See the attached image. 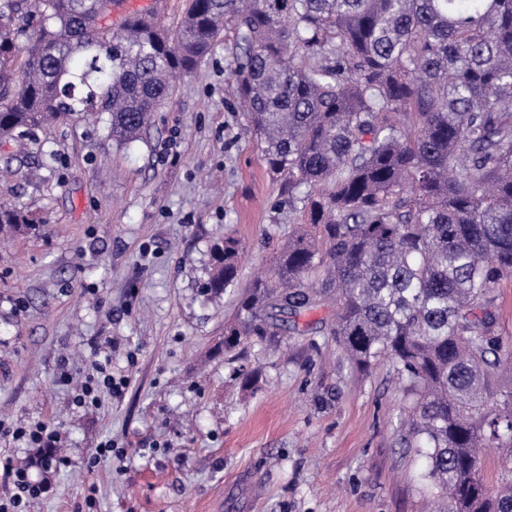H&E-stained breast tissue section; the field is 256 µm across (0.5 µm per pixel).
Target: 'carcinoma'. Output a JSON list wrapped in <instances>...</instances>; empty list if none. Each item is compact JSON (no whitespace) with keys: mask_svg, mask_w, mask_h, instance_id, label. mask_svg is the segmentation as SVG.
<instances>
[{"mask_svg":"<svg viewBox=\"0 0 512 512\" xmlns=\"http://www.w3.org/2000/svg\"><path fill=\"white\" fill-rule=\"evenodd\" d=\"M0 0V138L106 112L118 145L198 70L231 23V77L298 214L240 295L224 351L274 339L336 301L333 335L405 383L400 443L426 449L435 512H512V342L494 288L512 278V0H186L120 18L123 0ZM34 223L0 206V230ZM228 236L206 284L238 282ZM502 451L491 491L480 451Z\"/></svg>","mask_w":512,"mask_h":512,"instance_id":"cac0c4a2","label":"carcinoma"}]
</instances>
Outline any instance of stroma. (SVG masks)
<instances>
[{
  "instance_id": "1",
  "label": "stroma",
  "mask_w": 512,
  "mask_h": 512,
  "mask_svg": "<svg viewBox=\"0 0 512 512\" xmlns=\"http://www.w3.org/2000/svg\"><path fill=\"white\" fill-rule=\"evenodd\" d=\"M225 27L201 67L116 146L107 119L64 117L26 150L0 139V203L33 230L0 236V421L60 434L39 449L0 436L30 467V512H427L425 459L399 443L406 403L388 364L351 367L335 305L304 331L224 350L240 287L267 271L297 215L269 171L229 77ZM247 253L237 287H203L224 236ZM109 349L122 398L81 409L59 381ZM117 454L86 461L100 442Z\"/></svg>"
}]
</instances>
